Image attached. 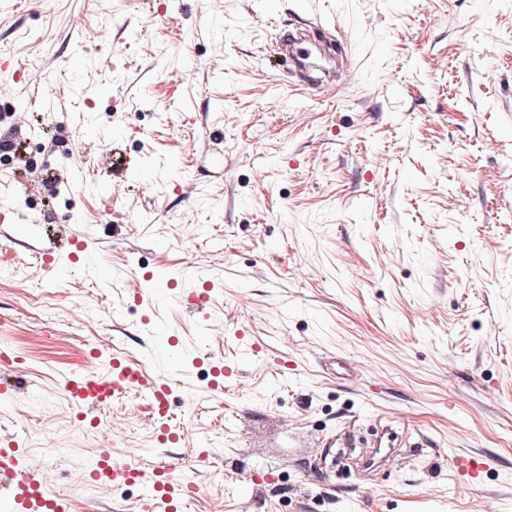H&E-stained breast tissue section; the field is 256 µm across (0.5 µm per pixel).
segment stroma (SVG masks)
<instances>
[{
  "instance_id": "1",
  "label": "stroma",
  "mask_w": 512,
  "mask_h": 512,
  "mask_svg": "<svg viewBox=\"0 0 512 512\" xmlns=\"http://www.w3.org/2000/svg\"><path fill=\"white\" fill-rule=\"evenodd\" d=\"M297 28L351 57L348 85L278 54ZM0 84V212L27 218L0 222V346L26 369L0 440L53 491L136 512L143 486L74 470L99 444L58 378L121 350L203 392L172 406L179 446L147 408L97 414L199 486L186 512H512V0H0ZM147 271L204 273L212 301L124 302ZM203 347L244 362L223 395ZM352 422L393 430L385 469L343 465Z\"/></svg>"
}]
</instances>
